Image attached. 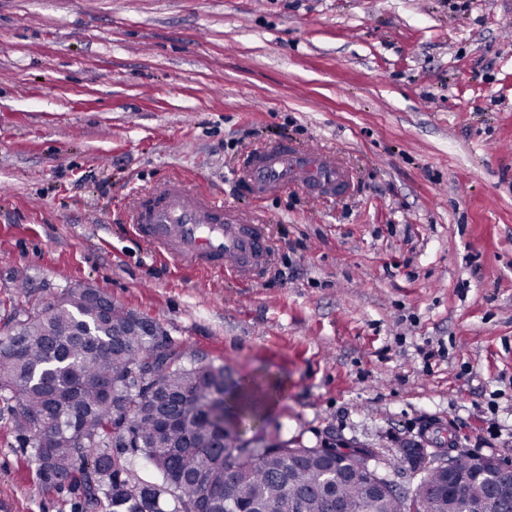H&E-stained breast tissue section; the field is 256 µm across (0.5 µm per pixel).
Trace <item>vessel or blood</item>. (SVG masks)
I'll use <instances>...</instances> for the list:
<instances>
[{
  "label": "vessel or blood",
  "mask_w": 512,
  "mask_h": 512,
  "mask_svg": "<svg viewBox=\"0 0 512 512\" xmlns=\"http://www.w3.org/2000/svg\"><path fill=\"white\" fill-rule=\"evenodd\" d=\"M243 180L258 196L298 186L329 198L350 186L334 156L285 144L251 155ZM126 214L140 241L185 269L249 281L258 278L271 260L268 225L262 216L238 211L182 176L134 195Z\"/></svg>",
  "instance_id": "obj_1"
}]
</instances>
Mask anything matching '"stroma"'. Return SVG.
Masks as SVG:
<instances>
[{
    "label": "stroma",
    "mask_w": 512,
    "mask_h": 512,
    "mask_svg": "<svg viewBox=\"0 0 512 512\" xmlns=\"http://www.w3.org/2000/svg\"><path fill=\"white\" fill-rule=\"evenodd\" d=\"M283 141L347 193L254 202L236 173ZM172 172L269 218L255 283L135 238L128 196ZM78 284L277 386L242 438L378 448L404 491L412 443L512 464V0H0V337ZM11 420L0 512H108L43 490Z\"/></svg>",
    "instance_id": "35a3bbf8"
}]
</instances>
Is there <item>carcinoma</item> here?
<instances>
[{"label":"carcinoma","instance_id":"carcinoma-1","mask_svg":"<svg viewBox=\"0 0 512 512\" xmlns=\"http://www.w3.org/2000/svg\"><path fill=\"white\" fill-rule=\"evenodd\" d=\"M90 285L50 302L13 308L0 340V399L16 403L11 427L31 444L36 478L47 490L66 483L109 512H465L477 502L512 506V479L471 477L460 455L456 485L443 489L432 453L412 446L398 463L422 474L410 492L374 494L369 462L377 448H350L330 470L321 458L273 448L253 462L215 447L217 425L243 411L237 383L222 366H199L163 329L140 336L133 312L90 300ZM141 457L156 475L133 474Z\"/></svg>","mask_w":512,"mask_h":512}]
</instances>
